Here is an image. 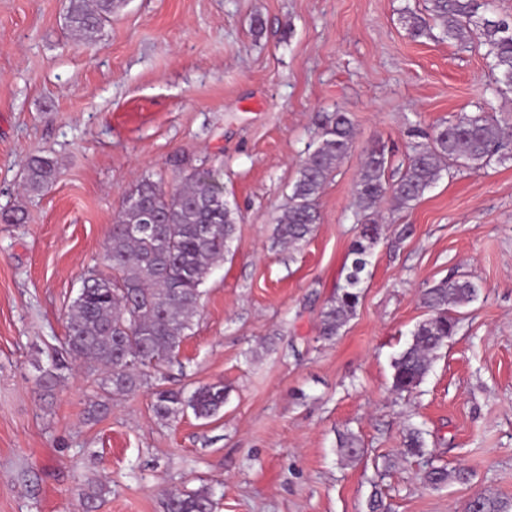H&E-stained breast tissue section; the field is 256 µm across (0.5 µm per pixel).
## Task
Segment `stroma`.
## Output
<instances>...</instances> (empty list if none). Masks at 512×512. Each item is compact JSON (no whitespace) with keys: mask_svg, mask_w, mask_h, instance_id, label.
<instances>
[{"mask_svg":"<svg viewBox=\"0 0 512 512\" xmlns=\"http://www.w3.org/2000/svg\"><path fill=\"white\" fill-rule=\"evenodd\" d=\"M65 4L0 0V212L25 215L0 223V512H77L99 482L98 512H166L173 489L210 491L216 512H368L377 491L383 512H464L478 493L512 503V158L450 168L408 210L384 197L356 314L320 333L352 260L364 151L385 145L394 181L438 124L480 108L512 120L483 50L411 38L401 16L422 0H126L89 47ZM337 111L354 146L308 242L280 248L276 220ZM37 154L59 173L28 194ZM207 168L239 220L178 357L97 418L84 360L43 394L125 191ZM458 278L477 298L420 386L395 392L392 359L428 316L421 294ZM214 383L216 417H155L154 386ZM410 428L426 434L423 457L400 454ZM347 432L363 448L353 460L338 449ZM432 465L469 480L430 487Z\"/></svg>","mask_w":512,"mask_h":512,"instance_id":"1","label":"stroma"}]
</instances>
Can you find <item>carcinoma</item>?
<instances>
[{
    "instance_id": "carcinoma-1",
    "label": "carcinoma",
    "mask_w": 512,
    "mask_h": 512,
    "mask_svg": "<svg viewBox=\"0 0 512 512\" xmlns=\"http://www.w3.org/2000/svg\"><path fill=\"white\" fill-rule=\"evenodd\" d=\"M125 0H68L66 27L82 44H91L112 21ZM404 28L414 38L439 28L449 42L484 49L498 92L512 91V16L500 13L495 0H424L422 11L403 15ZM355 128L350 114L337 111L319 131L301 164L288 209L277 220V243L296 248L312 235L320 220L316 199L328 179L347 158ZM512 153V124L486 112L464 113L456 121L438 126L429 141L415 149L400 178L386 179L389 158L385 147L368 149L355 186V206L364 218L350 254L359 269H348L353 279L338 289L336 298L321 312V334L332 338L356 313L362 273L382 225L374 220L379 201L391 194L397 209L418 202L450 162L480 170L503 154ZM58 162L50 155H34L24 166L23 190L39 193L57 177ZM153 228L135 232L133 228ZM237 217L224 201V187L211 170L178 175L171 184L144 178L124 194L104 242L108 272L93 271L84 277L77 297L66 314L62 350L55 352L54 369L43 373L39 383L51 393L59 384V370L66 358H83L106 369L99 388L105 397L94 403L93 415L108 410L109 397L122 396L147 385L152 373L171 361L198 316L205 283L235 233ZM471 280L444 282L429 288L423 300L429 317L417 325L411 340L393 361L392 387L402 394L416 389L430 370L433 354L454 336L458 319L452 308L466 305L477 296ZM224 406V387L202 385L190 396L157 388L152 410L164 423L176 420L186 409L209 419ZM345 459L359 454L353 434L339 435ZM423 432L411 429L404 440V454L423 456ZM439 488L448 471L432 466L424 476ZM104 484H92L80 498V512H94L106 493ZM207 490H178L167 496L166 512H213ZM466 512H512L506 501L480 493L467 503Z\"/></svg>"
}]
</instances>
